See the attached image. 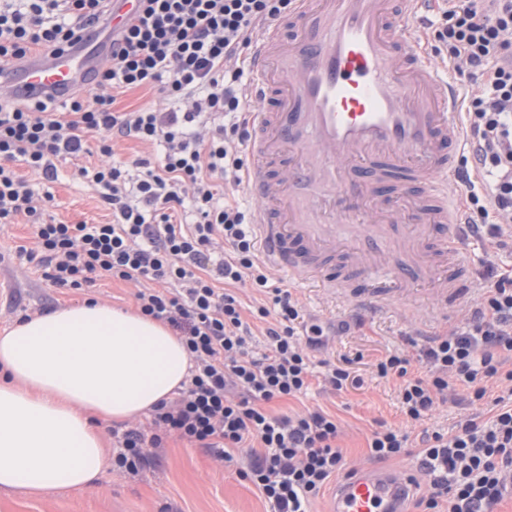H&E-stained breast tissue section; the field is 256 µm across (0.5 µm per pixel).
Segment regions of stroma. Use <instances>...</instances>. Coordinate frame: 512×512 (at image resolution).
Wrapping results in <instances>:
<instances>
[{
    "label": "stroma",
    "mask_w": 512,
    "mask_h": 512,
    "mask_svg": "<svg viewBox=\"0 0 512 512\" xmlns=\"http://www.w3.org/2000/svg\"><path fill=\"white\" fill-rule=\"evenodd\" d=\"M446 8L445 0H428L415 24L423 32L426 54L468 97L473 81L458 77L449 57L434 49L433 25ZM72 171L71 164H60L59 179L53 183L31 175L36 192L49 191L55 196L50 215L68 224L110 222V210L100 204L87 183L73 178ZM28 235L23 225H0V331L17 323L22 314L36 316L41 308L55 310L90 297L117 308H133L132 289L106 279L97 280L87 292L52 287L35 265L16 251ZM483 257V241L466 235L469 286L444 309L437 306L432 284L420 281L409 282L406 299L372 312L349 307L347 302L287 274H276V286L290 289L299 299L305 319L325 326L342 321L349 324V331L332 342V357L346 363L360 384L338 394L315 384L305 395L271 403V412L280 415L321 408L335 414L344 424L337 444L349 467L368 466V437L377 421L394 427L406 425L397 383L378 377V359L396 348L417 355L430 337L445 333L449 322L458 321L477 297ZM247 461V451L242 448L236 451L233 462L222 466L205 449L171 438L159 449L157 460L139 472L105 469L89 489L53 490L39 496L0 489V512H270L268 501L256 487L237 474Z\"/></svg>",
    "instance_id": "1"
}]
</instances>
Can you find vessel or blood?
Here are the masks:
<instances>
[{
  "label": "vessel or blood",
  "mask_w": 512,
  "mask_h": 512,
  "mask_svg": "<svg viewBox=\"0 0 512 512\" xmlns=\"http://www.w3.org/2000/svg\"><path fill=\"white\" fill-rule=\"evenodd\" d=\"M422 0H296L288 20L253 44L250 89L254 158L247 180L265 261L276 271L333 291L365 282L349 302L384 303L405 293L402 271L418 265L440 301L461 288L440 266L457 255L462 226L453 156L467 142L457 85L421 50L413 18ZM139 7L114 0L104 34L54 56L0 65V95L65 98L112 64V38ZM368 192L376 219L324 217ZM414 195L403 222L389 202ZM406 474L357 468L336 491L332 512H405Z\"/></svg>",
  "instance_id": "1"
}]
</instances>
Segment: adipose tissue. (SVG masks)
<instances>
[{"label": "adipose tissue", "instance_id": "ef3b65f1", "mask_svg": "<svg viewBox=\"0 0 512 512\" xmlns=\"http://www.w3.org/2000/svg\"><path fill=\"white\" fill-rule=\"evenodd\" d=\"M187 349L163 322L96 301L0 332V488L86 487L108 458L91 422L147 416L177 395Z\"/></svg>", "mask_w": 512, "mask_h": 512}]
</instances>
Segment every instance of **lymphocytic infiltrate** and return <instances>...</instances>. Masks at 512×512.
<instances>
[{
  "label": "lymphocytic infiltrate",
  "mask_w": 512,
  "mask_h": 512,
  "mask_svg": "<svg viewBox=\"0 0 512 512\" xmlns=\"http://www.w3.org/2000/svg\"><path fill=\"white\" fill-rule=\"evenodd\" d=\"M294 0H141L138 14L112 42V64L97 73L93 94L66 101H0V224L32 229L25 256L54 287L80 290L100 275L136 286L138 312L167 323L188 350V383L158 403L148 429L116 437L112 458L135 473L169 437L198 445L220 461L249 449L242 479L272 512L306 506L347 462L336 444L340 423L313 409L274 415L275 400L305 393L312 378L341 392L359 379L327 351L322 326L305 324L289 290L256 253L252 218L226 188L247 180L243 147L251 136L242 82L247 49ZM110 0H0V64L28 54H56L110 19ZM434 38L458 75L474 79L465 112L470 142L463 163L471 232H486L484 284L474 307L446 335L423 345L425 373L405 350L376 365L399 383L406 422L448 400L473 411L448 431L424 433L379 424L369 455L395 459L417 450L431 481L424 512H492L512 488V274L497 272L502 230L512 224V0H460L444 10ZM158 89L172 104L118 110L117 91ZM152 147L133 165L112 162L115 141ZM98 155L96 166L85 157ZM93 186L111 210L105 224H63L47 215L52 194L38 196L26 174L58 178V161ZM250 284L261 302L245 309L235 284ZM265 326L253 349L251 320Z\"/></svg>",
  "instance_id": "1"
}]
</instances>
